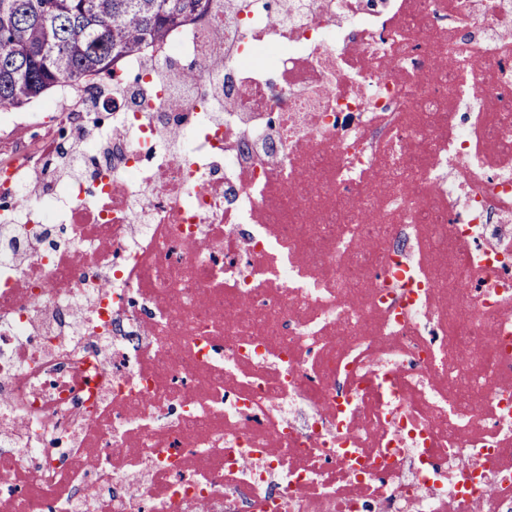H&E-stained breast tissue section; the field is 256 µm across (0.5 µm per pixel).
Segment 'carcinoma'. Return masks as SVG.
Returning a JSON list of instances; mask_svg holds the SVG:
<instances>
[{"instance_id": "obj_1", "label": "carcinoma", "mask_w": 512, "mask_h": 512, "mask_svg": "<svg viewBox=\"0 0 512 512\" xmlns=\"http://www.w3.org/2000/svg\"><path fill=\"white\" fill-rule=\"evenodd\" d=\"M211 0H0V110L65 83L112 76L129 56L168 41Z\"/></svg>"}]
</instances>
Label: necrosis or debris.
<instances>
[{
	"instance_id": "4bbe7bcc",
	"label": "necrosis or debris",
	"mask_w": 512,
	"mask_h": 512,
	"mask_svg": "<svg viewBox=\"0 0 512 512\" xmlns=\"http://www.w3.org/2000/svg\"><path fill=\"white\" fill-rule=\"evenodd\" d=\"M97 88L0 116V512H512V0H213Z\"/></svg>"
}]
</instances>
